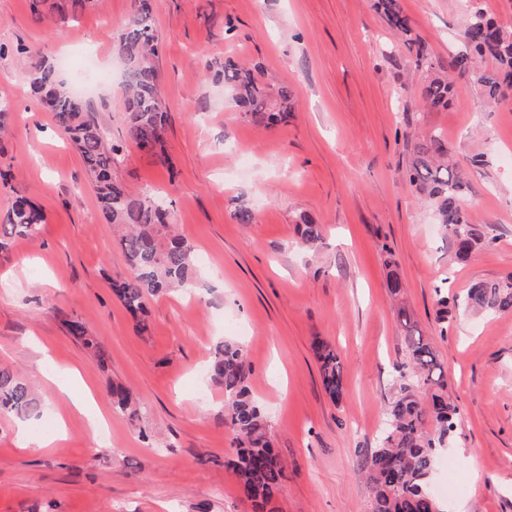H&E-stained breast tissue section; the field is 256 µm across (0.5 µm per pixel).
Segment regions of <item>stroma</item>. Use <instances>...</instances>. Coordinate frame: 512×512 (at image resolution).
Returning a JSON list of instances; mask_svg holds the SVG:
<instances>
[{
  "label": "stroma",
  "mask_w": 512,
  "mask_h": 512,
  "mask_svg": "<svg viewBox=\"0 0 512 512\" xmlns=\"http://www.w3.org/2000/svg\"><path fill=\"white\" fill-rule=\"evenodd\" d=\"M401 5L434 58L464 50L470 0ZM134 6L103 0L51 23L35 21L29 0H0V102L10 106L0 223L17 189L46 214L0 263V362L34 379L46 403L36 426L0 418V512H249L226 466L235 443L224 396L205 371L223 339L244 346L288 465L277 512H369L359 459L377 446L406 355L391 260L459 409L429 488L449 462L461 484L444 512H512V311L453 307L438 318L441 298L512 275V95L489 103L467 74L448 108L423 109L411 56L371 0H153L167 168L126 137L116 41ZM33 51L55 58L70 86L88 57L108 74L85 98L123 148L118 179L131 194L165 196L177 234L203 257L197 292L149 300L147 333L109 287L126 261L80 155L31 92ZM227 56L291 89L287 122L261 129L243 117L208 70ZM433 131L467 169L459 204L489 240L463 261L404 178L416 138ZM241 209L253 223L238 222ZM302 213L325 229L312 250L296 244ZM73 320L97 337L108 369L70 335ZM317 339L340 356V402L323 389ZM71 369L72 387L87 385L107 414L104 430L58 393L54 378ZM112 382L140 397L138 417L113 411ZM61 427L65 439L37 447Z\"/></svg>",
  "instance_id": "1"
}]
</instances>
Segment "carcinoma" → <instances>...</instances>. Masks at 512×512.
<instances>
[{"instance_id":"1","label":"carcinoma","mask_w":512,"mask_h":512,"mask_svg":"<svg viewBox=\"0 0 512 512\" xmlns=\"http://www.w3.org/2000/svg\"><path fill=\"white\" fill-rule=\"evenodd\" d=\"M98 3L32 0L31 8L35 20L41 21L45 14L75 15L96 8ZM373 7L411 54L421 73L420 96L426 107H448L454 94L452 74L474 71L477 61L486 58L494 60L497 67L478 77L485 94L497 101L512 88V28L498 23L482 8L474 6L469 12L467 49L444 65L432 59L425 42L414 34L400 0H375ZM117 51L123 68L128 139L164 164L168 161L164 151L168 106L160 87L159 37L151 0H137L133 15L118 35ZM262 73L258 65L248 67L227 58L214 78L223 82L248 121L268 127L287 117L294 109V100L287 87L268 84ZM30 85L80 154L105 223L124 228L118 244L129 272L112 282L111 288L144 331L142 315L151 297L175 288H196L195 249L174 233L164 196H134L115 177L122 148L107 144L89 103L59 78L52 57L35 53ZM405 178L433 206L437 223L453 241L456 258H467L482 243V235L475 232L459 205L466 184L458 164L448 158V142L442 134L435 132L415 143ZM44 221L38 207L16 194L6 223L0 224V259L9 258L15 238L35 235ZM296 231L298 242L307 249L315 248L323 238L322 225L305 213L298 216ZM450 304L484 314L512 310V276L477 283L459 298H442L443 308ZM398 319L407 337L406 359L398 366V391L388 406V425L377 448L365 454L360 464L370 488L369 512H442L439 500L428 491V482L436 459L454 436L458 408L448 395V383L429 340L414 329L406 309L398 310ZM70 332L82 340L100 366H107L96 337L81 323H71ZM313 348L323 388L331 401L338 403L344 395L340 357L323 341L314 342ZM209 373L224 390L225 419L236 443V453L227 466L237 478L240 497L249 503L251 512H274L286 464L272 446L267 417L252 395L251 364L244 347L232 340L221 342L211 357ZM109 393L113 409L137 414V402L124 386L112 383ZM43 408L31 381L0 364V415L20 422L37 421Z\"/></svg>"}]
</instances>
